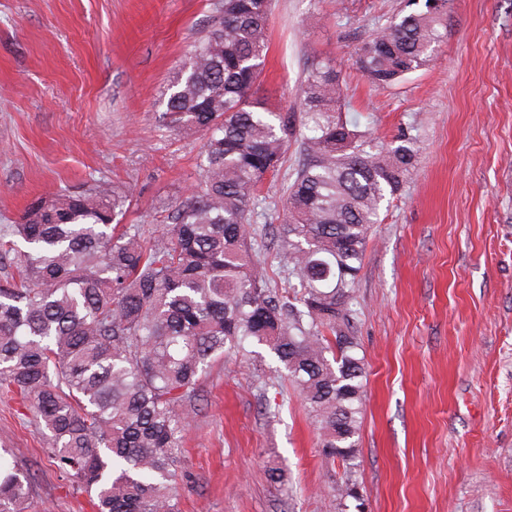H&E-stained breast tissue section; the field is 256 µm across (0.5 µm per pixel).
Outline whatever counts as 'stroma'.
<instances>
[{
	"label": "stroma",
	"mask_w": 512,
	"mask_h": 512,
	"mask_svg": "<svg viewBox=\"0 0 512 512\" xmlns=\"http://www.w3.org/2000/svg\"><path fill=\"white\" fill-rule=\"evenodd\" d=\"M404 0H273L259 97L300 112L311 57L341 68L367 146L419 140L372 228L352 301L367 366L355 458L364 512H512V0H450L428 66L375 89L359 44ZM318 25L306 26L309 15ZM216 20L214 0H0V226L36 198L99 183L153 235L195 184L200 132L165 94ZM292 140L252 222L273 286L299 290L272 228L301 161ZM267 347L212 363L176 479L183 512H339L318 431ZM31 481L27 512H93L0 401V445Z\"/></svg>",
	"instance_id": "1"
}]
</instances>
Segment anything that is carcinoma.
<instances>
[{"instance_id": "1", "label": "carcinoma", "mask_w": 512, "mask_h": 512, "mask_svg": "<svg viewBox=\"0 0 512 512\" xmlns=\"http://www.w3.org/2000/svg\"><path fill=\"white\" fill-rule=\"evenodd\" d=\"M356 52L371 85L427 66L447 36L448 0H407ZM271 0H216L218 25L168 88L163 119L205 135L193 192L160 238L117 229L128 196L104 185L56 194L0 230V393L31 411L57 468L94 512H180L181 442L210 364L266 345L306 403L323 456L341 462L338 508L354 479L365 367L350 304L381 203L414 167L410 140L366 150L340 115V70L313 57L302 86V160L278 234L301 281L272 286L251 219L282 165L295 118L254 98ZM26 244L18 248L16 239ZM0 450V512H25L27 475Z\"/></svg>"}]
</instances>
